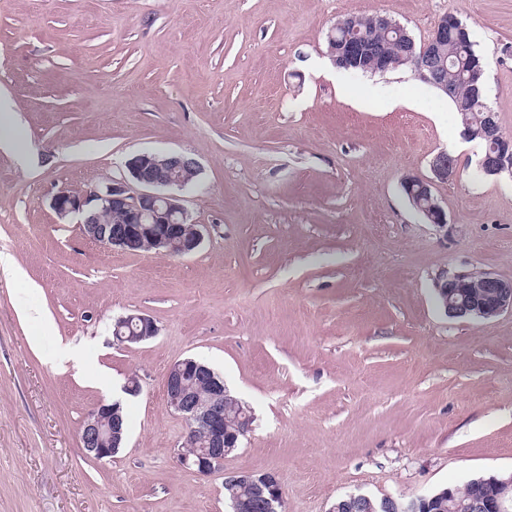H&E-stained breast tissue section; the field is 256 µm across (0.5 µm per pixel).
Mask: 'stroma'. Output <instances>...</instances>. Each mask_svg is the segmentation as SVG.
Returning a JSON list of instances; mask_svg holds the SVG:
<instances>
[{"instance_id": "35a3bbf8", "label": "stroma", "mask_w": 512, "mask_h": 512, "mask_svg": "<svg viewBox=\"0 0 512 512\" xmlns=\"http://www.w3.org/2000/svg\"><path fill=\"white\" fill-rule=\"evenodd\" d=\"M376 12L420 44L455 15L512 138V0H0V95L28 148H0V512H230L238 471L275 473L286 512H330L512 473V313L451 318L434 288L444 271L512 280V174L478 172L411 69L336 73L327 31ZM143 151L200 165L191 256L101 248L49 206ZM441 151L459 175L434 190L439 230L401 182ZM131 313L157 336L114 345ZM187 357L254 415L208 476L179 464L165 399ZM115 400L127 439L100 461L80 431Z\"/></svg>"}]
</instances>
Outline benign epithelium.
I'll return each mask as SVG.
<instances>
[{
    "mask_svg": "<svg viewBox=\"0 0 512 512\" xmlns=\"http://www.w3.org/2000/svg\"><path fill=\"white\" fill-rule=\"evenodd\" d=\"M460 25L451 14L442 16L435 24L429 41L416 44L407 30L392 19L375 14L370 29L395 32L401 51L416 60L415 76L443 95L456 100L460 110L469 109L471 100L460 98L455 85L448 82L443 71L446 67L443 49L448 37V25ZM331 30L346 32V37L337 41L330 39L328 56L338 68H355L366 60L373 64L372 73L388 71L385 53L375 44L365 30L353 24L345 16L336 21ZM468 141L480 139L489 149L478 161V168L486 176H497L505 171L512 173V140L501 132L497 113L487 112L476 127H466L462 132ZM129 179H112L84 194L61 189L54 194L50 207L63 222L74 220L88 240L104 249H120L132 252L148 245L157 254L184 257L198 251L205 235V225L196 223L183 204L180 191L198 181L200 167L191 157L176 152H142L126 162ZM432 177L423 179L407 176L402 188L413 207L429 223L436 227L447 224V214L434 194L435 185L452 181L457 177L458 167L454 157L447 152L438 153L430 165ZM122 216L120 224H105V211ZM440 306L453 317L490 320L504 312H512V280L502 279L490 272L478 275L471 273L448 276L443 273L435 282ZM459 288H475L477 293L470 298L458 296ZM158 328L150 317L131 314L118 318L113 324L112 334L119 344L141 342L157 335ZM202 382L207 387L206 396H201L192 382ZM165 394L168 406L187 425V431L205 439L206 447L188 453L178 451L179 462L196 473L207 476L223 468L224 457L235 448V441L225 438L224 402L229 393L224 379L209 366L185 358L173 363L165 376ZM126 433L123 429L121 404H101L84 421L80 431L82 449L98 460L110 459L124 445ZM231 481L253 483L255 497L263 508L269 510L284 506V500L270 491L281 486L278 476L265 472L260 478H252L240 472L227 476ZM512 485V475L499 481V487L489 498L477 503L478 512H506L509 499L505 497L507 487ZM426 502L427 496H419L410 504L391 496L382 498L375 506L365 494L348 496L349 509L366 506L368 512H409L410 506Z\"/></svg>",
    "mask_w": 512,
    "mask_h": 512,
    "instance_id": "1",
    "label": "benign epithelium"
}]
</instances>
